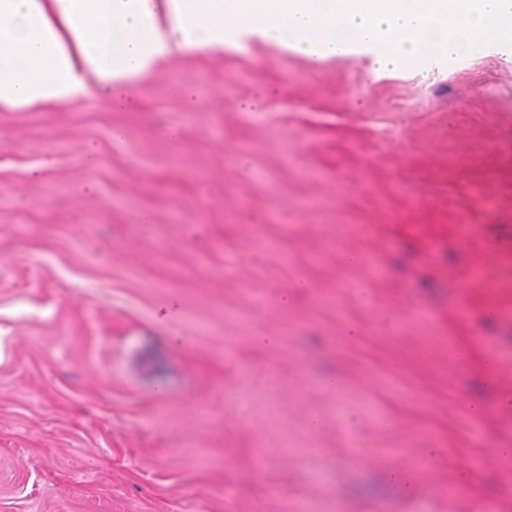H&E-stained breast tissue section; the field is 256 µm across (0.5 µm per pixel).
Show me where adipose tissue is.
I'll return each instance as SVG.
<instances>
[{
    "label": "adipose tissue",
    "instance_id": "adipose-tissue-1",
    "mask_svg": "<svg viewBox=\"0 0 512 512\" xmlns=\"http://www.w3.org/2000/svg\"><path fill=\"white\" fill-rule=\"evenodd\" d=\"M512 51V0H0V110H40L125 89L176 54L242 51L259 38L321 62L357 46L383 72Z\"/></svg>",
    "mask_w": 512,
    "mask_h": 512
}]
</instances>
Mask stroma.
<instances>
[{
	"mask_svg": "<svg viewBox=\"0 0 512 512\" xmlns=\"http://www.w3.org/2000/svg\"><path fill=\"white\" fill-rule=\"evenodd\" d=\"M130 94L0 110V512H512V325L466 294L512 52L257 39Z\"/></svg>",
	"mask_w": 512,
	"mask_h": 512,
	"instance_id": "35a3bbf8",
	"label": "stroma"
}]
</instances>
